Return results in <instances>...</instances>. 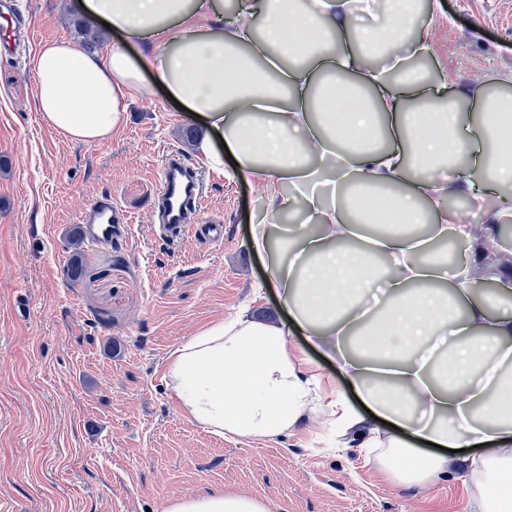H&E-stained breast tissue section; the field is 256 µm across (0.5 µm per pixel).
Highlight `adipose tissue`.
<instances>
[{
  "instance_id": "adipose-tissue-1",
  "label": "adipose tissue",
  "mask_w": 512,
  "mask_h": 512,
  "mask_svg": "<svg viewBox=\"0 0 512 512\" xmlns=\"http://www.w3.org/2000/svg\"><path fill=\"white\" fill-rule=\"evenodd\" d=\"M389 25L359 29L340 0H81L109 23L103 55L69 41L31 60L42 117L65 138L97 143L126 119L148 84L169 92L205 130L211 168L233 171L261 202L248 245L287 313L215 323L175 349L167 384L185 414L214 434L277 437L319 396L307 361L288 349L292 332L332 358L359 404H328L342 427L363 412L392 423L377 463L403 485L469 470L481 512H512V316L475 301L471 264L457 285L435 244L467 227L447 204L455 192L512 185V99L471 97L449 77L392 78L352 44L383 42L417 56L408 40L413 0H388ZM341 35V50L325 48ZM453 89L442 101L444 89ZM397 186L377 206L371 192ZM303 220L281 223L285 198ZM414 224L429 233H414ZM437 444L425 451V442ZM166 512H265L245 495L215 491L172 500Z\"/></svg>"
}]
</instances>
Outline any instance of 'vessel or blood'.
Returning <instances> with one entry per match:
<instances>
[{
  "instance_id": "1",
  "label": "vessel or blood",
  "mask_w": 512,
  "mask_h": 512,
  "mask_svg": "<svg viewBox=\"0 0 512 512\" xmlns=\"http://www.w3.org/2000/svg\"><path fill=\"white\" fill-rule=\"evenodd\" d=\"M201 195L202 185L195 170L178 154H170L161 171L158 195L159 230L166 239L175 240L190 231L209 241L223 240L224 226L220 222L195 225L188 222ZM124 221L123 214L113 207L111 199L100 198L83 209L79 227L84 240L105 241L111 239L113 225Z\"/></svg>"
}]
</instances>
